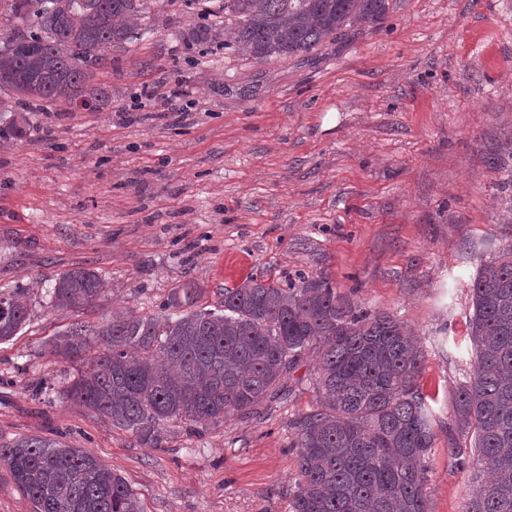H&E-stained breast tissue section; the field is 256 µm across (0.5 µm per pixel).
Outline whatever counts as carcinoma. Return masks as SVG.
Returning a JSON list of instances; mask_svg holds the SVG:
<instances>
[{
  "mask_svg": "<svg viewBox=\"0 0 512 512\" xmlns=\"http://www.w3.org/2000/svg\"><path fill=\"white\" fill-rule=\"evenodd\" d=\"M6 20L28 28L35 48L0 30V90L25 110L72 109L83 97L96 110L108 93L93 82L112 49L135 39L149 16L145 0H0ZM388 0H224L235 44L255 61L307 53L347 25L370 28ZM496 165L512 187V137ZM475 365L453 403L456 429L473 452L450 446L451 465L476 472L464 512H512V245L471 284ZM101 275L66 270L49 289L58 311L97 302ZM191 280L172 289L162 312L133 307L100 324L75 322L53 350L84 362L68 398L137 441L158 448L169 423L217 425L250 418L286 396V379L310 346L319 350L320 406L296 422L297 491L291 512H429L425 462L436 414L419 390L423 350L396 318L371 313L327 279L283 285L249 278L202 305ZM29 292L0 290V341L30 321ZM0 462L34 512H142L121 475L86 448L24 436L0 442Z\"/></svg>",
  "mask_w": 512,
  "mask_h": 512,
  "instance_id": "1",
  "label": "carcinoma"
}]
</instances>
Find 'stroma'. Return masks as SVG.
Instances as JSON below:
<instances>
[{"label": "stroma", "instance_id": "stroma-1", "mask_svg": "<svg viewBox=\"0 0 512 512\" xmlns=\"http://www.w3.org/2000/svg\"><path fill=\"white\" fill-rule=\"evenodd\" d=\"M221 2L147 0V30L96 73L107 108L23 111L21 138L0 123V289H29L33 309L0 343V439L91 450L143 512H289L316 350L260 415L150 448L62 398L75 368L52 346L80 320L157 313L186 280L213 306L249 277L303 274L417 337L439 420L429 512H464L476 478L448 443L473 439L448 427L475 359L470 285L512 244V188L490 162L512 135V0H389L372 28L261 62L233 50ZM79 267L102 297L56 311L45 288Z\"/></svg>", "mask_w": 512, "mask_h": 512}]
</instances>
